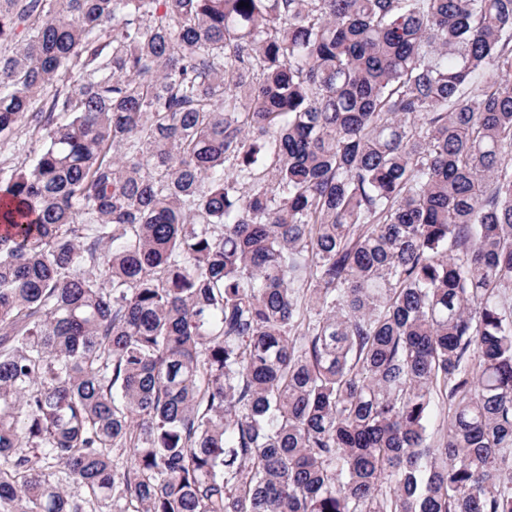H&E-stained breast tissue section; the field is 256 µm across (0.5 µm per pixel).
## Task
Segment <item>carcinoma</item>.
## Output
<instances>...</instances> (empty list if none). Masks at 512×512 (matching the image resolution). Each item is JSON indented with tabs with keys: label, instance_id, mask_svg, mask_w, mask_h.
I'll list each match as a JSON object with an SVG mask.
<instances>
[{
	"label": "carcinoma",
	"instance_id": "1",
	"mask_svg": "<svg viewBox=\"0 0 512 512\" xmlns=\"http://www.w3.org/2000/svg\"><path fill=\"white\" fill-rule=\"evenodd\" d=\"M2 139L0 512H512V0H0Z\"/></svg>",
	"mask_w": 512,
	"mask_h": 512
}]
</instances>
